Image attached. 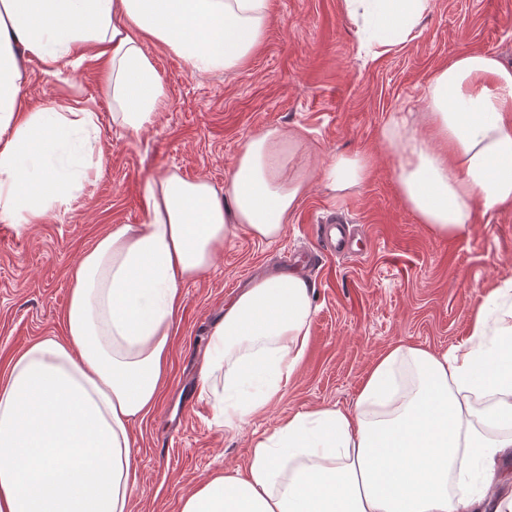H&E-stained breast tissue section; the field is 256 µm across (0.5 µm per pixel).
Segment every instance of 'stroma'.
<instances>
[{"label": "stroma", "instance_id": "obj_1", "mask_svg": "<svg viewBox=\"0 0 512 512\" xmlns=\"http://www.w3.org/2000/svg\"><path fill=\"white\" fill-rule=\"evenodd\" d=\"M268 13L261 45L233 71L198 75L168 48L144 42L164 100L153 123L137 131L113 123L112 95L94 61L77 68L62 61L54 75L37 61L26 64V99L95 112L102 153L94 184L53 204L45 223L15 224L0 237V377L37 340L62 336L74 267L113 225L144 224L149 178L174 171L220 189L249 138L269 127L304 132L294 165L313 177L283 235L261 242L239 228L182 288L169 383L130 433L139 474L130 512H180L183 496L243 465L253 441L288 414L353 406L362 379L393 344L445 352L464 343L482 296L512 282V206L490 211L463 235H436L402 202L395 155L382 141L393 121L423 130L424 93L460 53L512 64V22L503 20L512 0H431L414 39L378 57L359 50L342 0H268ZM356 154L373 159L367 180L329 192L323 165ZM329 217L363 225L368 239L350 257L297 264L314 287L316 311L306 354L281 398L232 433L214 399L185 409L182 396L198 386L225 302L250 280L287 269L290 252L315 249L312 227Z\"/></svg>", "mask_w": 512, "mask_h": 512}]
</instances>
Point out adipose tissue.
<instances>
[{
	"mask_svg": "<svg viewBox=\"0 0 512 512\" xmlns=\"http://www.w3.org/2000/svg\"><path fill=\"white\" fill-rule=\"evenodd\" d=\"M368 48L413 39L430 0H342ZM267 0H0V222L44 223L68 184L86 182L95 113L31 106L25 63L55 74L62 59L97 60L138 130L164 91L142 43L168 46L199 74L239 68L261 44ZM427 134L385 129L403 202L440 236L477 210L512 205V66L466 52L427 88ZM300 132L262 131L242 146L223 190L166 172L146 186L147 221L113 226L83 255L65 335L40 339L0 379V512H129L138 474L130 429L168 382L182 284L212 264L239 227L271 242L308 189L289 175ZM77 156V171L49 160ZM371 160L332 157L323 182H364ZM297 274L253 280L224 306L199 392L225 429L264 411L301 364L314 314ZM501 288L475 308L469 342L438 353L398 342L374 362L353 407L290 414L257 439L242 467L219 472L181 512H512L492 481L512 458V311Z\"/></svg>",
	"mask_w": 512,
	"mask_h": 512,
	"instance_id": "1",
	"label": "adipose tissue"
}]
</instances>
